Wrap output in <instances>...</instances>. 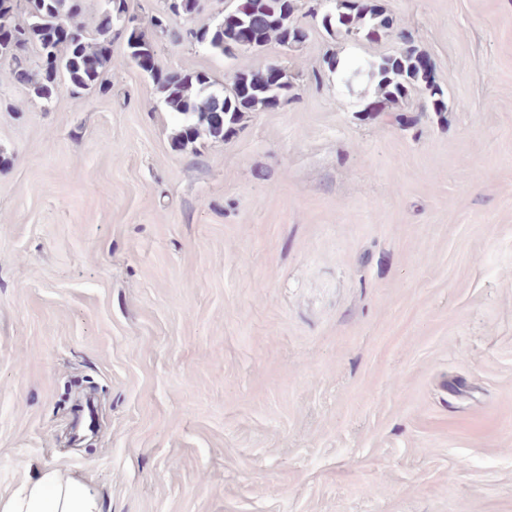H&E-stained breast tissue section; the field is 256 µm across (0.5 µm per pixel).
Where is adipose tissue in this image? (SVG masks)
<instances>
[{
    "label": "adipose tissue",
    "mask_w": 512,
    "mask_h": 512,
    "mask_svg": "<svg viewBox=\"0 0 512 512\" xmlns=\"http://www.w3.org/2000/svg\"><path fill=\"white\" fill-rule=\"evenodd\" d=\"M0 512H103V506L81 480L47 470L16 495L0 499Z\"/></svg>",
    "instance_id": "obj_1"
}]
</instances>
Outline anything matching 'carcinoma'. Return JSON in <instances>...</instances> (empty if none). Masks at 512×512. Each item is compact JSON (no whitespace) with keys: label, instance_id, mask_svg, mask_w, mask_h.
<instances>
[{"label":"carcinoma","instance_id":"1","mask_svg":"<svg viewBox=\"0 0 512 512\" xmlns=\"http://www.w3.org/2000/svg\"><path fill=\"white\" fill-rule=\"evenodd\" d=\"M307 14L333 40L379 42L395 36L400 47L377 59L343 64L336 55L324 59L339 80L353 77L372 87L361 111L372 119L405 124L404 105L414 91H431L422 111H447L446 93L437 81L430 57L412 36L399 29L382 0H308ZM200 0H165L150 19L151 33L142 28L137 14L123 30L129 13L127 0H102L96 34L88 36L80 19V0H0V60L8 63L10 77L28 101L49 109L57 79L63 76L80 93L105 87L104 74L112 66V43H123L125 59L136 65L154 85L160 104L177 121L176 141L194 145L202 138L224 140L249 112L279 107L294 97L295 77L276 65L238 70L231 87L217 92L202 73L164 70L156 63L157 43L170 38L193 42L215 56H226L224 47L246 40L260 52L276 43L293 47L308 39V30L295 14L300 0H238L224 9V24L183 28L181 24L200 11ZM24 20H15L18 12ZM39 52L44 67L38 73L25 65L27 55Z\"/></svg>","mask_w":512,"mask_h":512}]
</instances>
